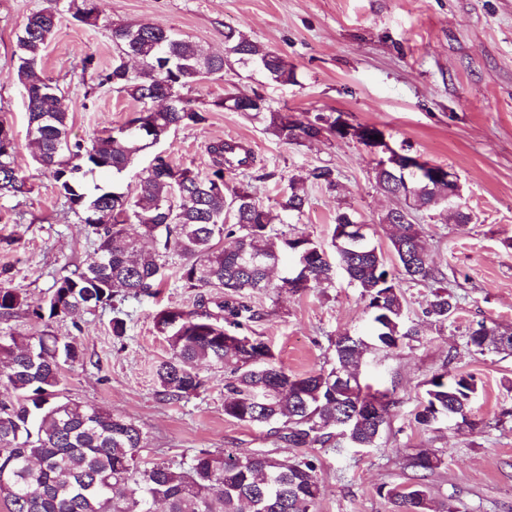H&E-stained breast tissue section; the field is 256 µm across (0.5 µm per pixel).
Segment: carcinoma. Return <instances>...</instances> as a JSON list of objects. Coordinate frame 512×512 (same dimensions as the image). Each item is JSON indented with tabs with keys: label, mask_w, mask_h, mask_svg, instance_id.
<instances>
[{
	"label": "carcinoma",
	"mask_w": 512,
	"mask_h": 512,
	"mask_svg": "<svg viewBox=\"0 0 512 512\" xmlns=\"http://www.w3.org/2000/svg\"><path fill=\"white\" fill-rule=\"evenodd\" d=\"M59 0L29 15L16 36L15 75L23 93L27 133L35 143L39 166L52 177L58 194L97 235L99 261L61 277L45 305H29L14 288L0 284V316L26 309L36 322L76 320L85 311L109 304L119 296L151 294L161 283L166 257L183 259L179 276L184 286L199 290L200 310L169 308L154 316L155 327L167 341L170 356L154 369L157 393L165 401L198 394L206 384L199 366L224 369V415L246 424H261L283 434L290 448L319 445L341 453L346 448L378 445L396 401L386 392L371 391L352 370L356 360L374 346L393 350L418 335L406 323V310L396 275L381 249L366 237L352 244L340 238V228L356 224L348 213L336 215L330 245L303 232L277 233L282 216H300L308 204L304 182L334 189L336 170L314 166L305 176L289 180L277 214L264 207L242 182L229 186L225 174L255 165L253 152L229 141L208 145L210 172L202 175L157 154L135 192L121 187L133 159L155 146L170 130L199 124L206 110L184 96L202 80L224 71L225 56L243 66L260 68L281 85L297 83V74L272 52L244 33L224 32L225 54L212 55L199 45L161 26L119 24L110 28L116 56L108 66L88 57L84 68L94 70L97 85L131 97L138 107L118 126L90 141H71L69 114L60 89L47 78L41 63L54 35ZM76 21L95 26L99 0H67ZM133 56L140 71H130ZM155 96L175 100L165 112H145ZM242 112L262 120L266 130L289 143L338 138V118L317 115L303 120L291 112L273 111L255 93L228 92L211 102L214 110ZM112 172V185L89 184L87 175ZM375 181L383 192L399 199L380 223L390 226V243L406 283L431 288L423 314L442 326L454 313L458 297L442 285L443 274L431 264L420 226L412 213L444 204L448 185L430 176L402 172L391 155L378 161ZM25 177L17 164L12 131L0 121V192H25ZM136 225L138 234L129 232ZM154 248L145 251L139 238ZM294 258L296 278H269L282 255ZM343 271L359 289L372 314L373 344L348 333L333 342L336 364L297 376L273 361L260 338L242 334L257 313L245 302L254 292L273 289L297 293L335 286ZM467 345L474 351L512 353V332L484 324L471 328ZM82 361L78 347L44 330L37 336H0V501L8 512H153L160 502L165 512H311L321 489L315 455L275 456L270 452L234 457L197 451L185 464L164 462L140 468L137 456L147 435L134 421L70 400H57L62 370ZM477 383L471 375H433L424 390L416 422L429 426L455 418L471 424L469 414ZM441 459L418 453L409 465L432 471ZM393 512H453L434 508L426 487L390 488Z\"/></svg>",
	"instance_id": "obj_1"
}]
</instances>
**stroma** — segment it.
<instances>
[{"label":"stroma","instance_id":"stroma-1","mask_svg":"<svg viewBox=\"0 0 512 512\" xmlns=\"http://www.w3.org/2000/svg\"><path fill=\"white\" fill-rule=\"evenodd\" d=\"M49 0H0V120L10 125L26 193L0 194V282L32 304L49 299L57 279L96 256L97 238L61 198L52 178L33 163L25 101L13 65L14 35ZM97 25L61 12L44 53L45 75L62 91L71 140H89L122 123L135 103L126 94L93 88L86 57L111 61L115 24L171 29L208 52L224 51V31L233 28L293 66L297 84L268 82L237 63L187 90L207 119L182 126L127 168L124 182L136 186L154 152L206 173L207 146L232 140L248 146L256 165L250 183L257 199L277 209L280 190L308 168L330 165L338 186L307 187L301 218L277 232H303L330 240L338 212L370 224L374 241L389 252L390 230L381 217L397 201L375 187V157L353 139L286 143L263 124L238 112H212L225 92L261 94L274 110L303 118L338 116L353 125H374L390 145L429 163L452 167L459 182L453 206L414 212L433 265L460 304L446 326L423 320L430 295L424 286H402L410 321L419 334L399 348L371 350L362 358L363 383L392 392L396 401L377 447L320 451L321 495L315 512H392V487L423 483L436 505L454 512H512V354H479L466 334L477 323L512 328V0H100ZM469 224L456 221L457 212ZM177 255L166 259L157 296L125 298L126 333L112 334L111 307L99 306L78 321L56 318L47 326L74 342L83 361L65 369L62 398L125 416L148 434L145 458L169 462L199 449L244 456L278 450L288 454L268 427L224 415V371L201 366L206 391L177 402L155 394L153 369L169 348L154 326L165 307L196 308V290L184 287ZM248 304L258 314L249 335L267 342L278 365L306 374L334 364L336 335L369 336L370 314L358 288L337 275L332 288L302 293H255ZM45 324L25 311L0 319V335H31ZM473 375L478 386L470 414L474 427L442 421L419 425L425 383L438 372ZM425 452L440 467L419 474L410 456Z\"/></svg>","mask_w":512,"mask_h":512}]
</instances>
